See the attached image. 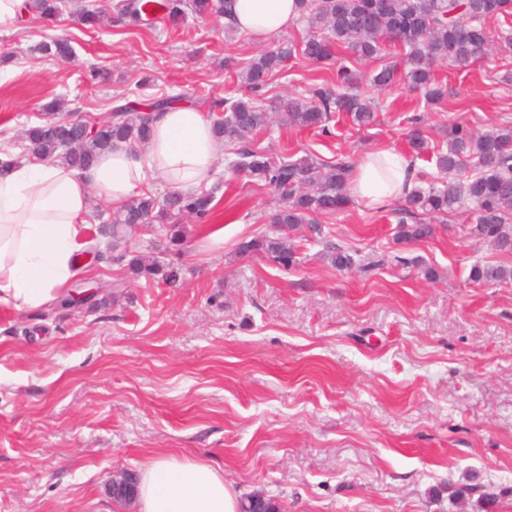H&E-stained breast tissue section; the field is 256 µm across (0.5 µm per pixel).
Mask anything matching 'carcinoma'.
Instances as JSON below:
<instances>
[{
	"label": "carcinoma",
	"instance_id": "1",
	"mask_svg": "<svg viewBox=\"0 0 512 512\" xmlns=\"http://www.w3.org/2000/svg\"><path fill=\"white\" fill-rule=\"evenodd\" d=\"M298 4L304 35L298 40H278L235 70L248 95L230 98L224 104L207 98L203 102L212 109L224 108V116L214 121L217 136L230 145H241L233 151L231 166L267 188L275 201L268 215L275 231L242 241L238 254L267 258L284 269L291 268L297 263L292 241L305 228L325 243L324 259L330 266L348 269L354 266L353 256L344 246L327 239L319 217L353 205L348 192L352 164L345 160L325 162L309 155L277 162L267 151L247 147L248 140L274 123L324 130L334 112L345 114L359 128L368 127L376 120V103L361 93L365 82L385 89L404 80L421 91L426 103L441 102L446 88L436 79L434 66L450 62L462 67L489 56L485 22L495 17L512 18V0H298ZM30 9L52 21L59 14V0L25 3L24 10ZM113 9L135 25L155 19L158 11L168 21L177 22L188 13L198 18L222 15L224 0H116ZM460 14L471 18L464 36L455 25ZM385 42L401 48L398 60L370 72L356 69L360 61L377 58ZM37 49L56 57L72 54L63 39L42 42ZM297 56L316 64H336L335 84H318L305 98L286 95L264 106L261 97L270 81ZM180 101L179 97L165 96L139 106L128 100L113 107L101 135L94 139H82L81 125L67 126L68 138H63L58 132L62 120L51 117L26 129L25 139L38 157L82 169L111 149L117 139L132 143L147 140L148 113L163 111ZM410 132L414 157L431 155L443 174L464 164L474 174L467 179L419 174L418 185L403 199L404 218L397 225L396 243L411 245L433 237L436 225L418 222L416 215H446L469 203L473 220L470 234L501 252L512 253V125L476 133L457 124L448 131L444 147L430 139L419 116L413 117ZM211 202L212 196L204 192L173 191L160 197L145 191L113 212L100 233L112 237L115 248L126 233H150L157 227L164 236L162 251L178 254L185 238L180 219L194 216L205 223ZM128 268L136 277L167 284L180 278L179 267L158 256L137 254L129 260ZM470 279L483 283L512 280V268L475 265Z\"/></svg>",
	"mask_w": 512,
	"mask_h": 512
}]
</instances>
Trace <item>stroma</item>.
<instances>
[{
	"label": "stroma",
	"instance_id": "35a3bbf8",
	"mask_svg": "<svg viewBox=\"0 0 512 512\" xmlns=\"http://www.w3.org/2000/svg\"><path fill=\"white\" fill-rule=\"evenodd\" d=\"M101 2L66 0L56 22L26 17L0 35V138L27 149L24 129L55 100L109 119L147 74L143 99L242 94L228 66L259 48L223 17L85 28L84 5ZM51 36L69 41L68 61L35 52ZM436 74L448 90L439 104L402 83L369 87L373 126L338 115L328 133L274 126L253 144L277 159L355 163L408 152L415 115L435 141L457 123L512 125V54ZM335 76L299 57L265 98ZM231 159L221 149L206 187L209 223L186 220L177 285L124 278L118 253L154 250L134 233L84 256L69 290L92 291L90 304L0 305V512H136L114 500L112 476L138 474L161 452L219 466L241 495L264 494L282 512H512V282L469 279L477 263L512 266V253L474 241L464 209L433 238L395 244L396 201L321 217L351 270L303 237L290 270L238 256L243 239L270 231L271 198Z\"/></svg>",
	"mask_w": 512,
	"mask_h": 512
}]
</instances>
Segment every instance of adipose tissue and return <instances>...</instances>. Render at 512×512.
<instances>
[{"mask_svg":"<svg viewBox=\"0 0 512 512\" xmlns=\"http://www.w3.org/2000/svg\"><path fill=\"white\" fill-rule=\"evenodd\" d=\"M295 0H224L226 25L257 44L296 25ZM218 141L212 120L195 107L153 113L144 146L115 142L89 168L78 170L30 155L0 172V304L18 311L54 304L80 273L92 240L87 216L93 201L128 205L148 180L180 192L210 184ZM419 165L391 149L366 154L349 179L351 197L381 209L414 189ZM139 512H238L239 495L212 465L161 453L137 482Z\"/></svg>","mask_w":512,"mask_h":512,"instance_id":"adipose-tissue-1","label":"adipose tissue"}]
</instances>
